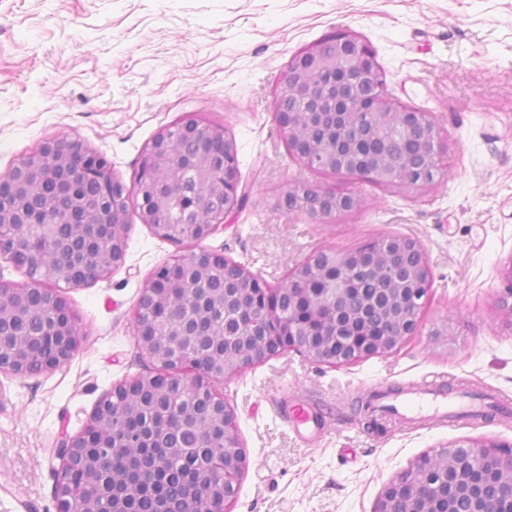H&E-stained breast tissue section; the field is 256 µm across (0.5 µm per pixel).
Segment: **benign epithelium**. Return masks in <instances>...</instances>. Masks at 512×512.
I'll return each instance as SVG.
<instances>
[{
    "mask_svg": "<svg viewBox=\"0 0 512 512\" xmlns=\"http://www.w3.org/2000/svg\"><path fill=\"white\" fill-rule=\"evenodd\" d=\"M298 94L301 106L292 108L277 104L275 122L279 136L288 152L308 168L318 164V156L336 152L331 144L318 145L300 134L302 121H313L325 112L342 111L376 114L383 120H397L404 136L419 146L415 163L398 161L388 175L404 183H412L416 167L434 165L439 168L443 149L440 128L431 113L420 109L401 107L390 100L376 55L370 46L351 32H342L296 54L282 77L280 95ZM173 128L199 144L198 156L209 159L203 182L209 193L202 198L192 187L190 175L176 182H158L151 179L152 167L160 160L173 156L169 130L161 129L145 147L132 188L117 179L105 158L88 150L77 141L49 139L36 152L16 163L0 177V223H40L45 239L54 237V220L29 214L21 206L29 185L37 180L52 189V197L59 213L74 209L75 192L83 184L95 183L98 195L84 202L83 224L88 237L111 253L112 269L125 263L126 239L115 241L104 235L108 224H122L129 229V200L141 199L139 217L142 223L156 228L167 224L171 214L149 209V201L177 202L176 218L181 224H194L198 232L193 242L196 248L187 254L157 268L147 280L134 309V328L142 355L158 364L152 376L140 374L125 379L115 386L98 408L106 409L108 402L119 398L140 399L147 389H167L176 380L189 388L201 384L202 392L211 395V411L223 419L224 447L216 449L209 468L220 479L222 496L213 497L209 512H228V504L235 498L246 466V453L240 439L234 409L224 399L218 387L224 378L261 364L275 356L291 351L309 360L329 366H342L363 358L384 356L400 349L414 335L420 313L432 288V272L423 249L416 241L398 236L386 237L353 250L322 249L297 263L288 273V287H273L244 264L226 256L224 252L209 249L203 242L224 229V216L237 207L248 195L243 183L233 139L216 125L189 118ZM341 174L361 179L362 165L350 155L338 156ZM284 204L291 212H301L320 221L336 213L354 209L357 196L339 194L331 190L304 187L296 194H285ZM210 207L208 220L200 219L203 207ZM389 278L399 269L409 266L414 278L412 288H388L382 307L385 322L379 336H346L341 316L352 302V285L362 267L377 268ZM189 267L203 276L224 275L232 268L238 274L239 287L219 297L213 296L217 310L224 311L227 303L236 305L235 326L231 335L224 337V357L231 360L224 369L213 368L208 361L210 351L203 340L207 338L200 326L188 332L189 323L166 333L164 342L158 341L159 325L168 319V313L138 319V312L156 307L161 297L183 280ZM336 270L327 275L326 268ZM88 263L61 258L56 279L49 284L37 277L29 267H23L28 281L22 284L37 302H26L16 313L36 306L53 312V336L50 349L36 348L29 352L40 365V372H51L66 364L77 352L81 336L77 320L59 283L68 287L91 283ZM506 287L500 298V309L512 325V265L505 276ZM322 288L316 297L315 311L308 317L297 309L303 296L314 292L313 283ZM288 309H283V299ZM0 373L19 377L28 372L18 366V359L3 340L0 331ZM84 434L65 435L57 441L56 456L61 460L54 487L56 512H84L76 507L71 494L73 479L79 468L80 440ZM441 466L444 482L448 484L447 498L457 494L471 502V512H512V444L489 441L458 440L438 452L424 453L405 471L391 480L378 495L373 512H439L438 504L445 498L441 482L431 479L432 468ZM493 487L496 494L488 499L485 491Z\"/></svg>",
    "mask_w": 512,
    "mask_h": 512,
    "instance_id": "benign-epithelium-1",
    "label": "benign epithelium"
}]
</instances>
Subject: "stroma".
<instances>
[{
  "instance_id": "stroma-1",
  "label": "stroma",
  "mask_w": 512,
  "mask_h": 512,
  "mask_svg": "<svg viewBox=\"0 0 512 512\" xmlns=\"http://www.w3.org/2000/svg\"><path fill=\"white\" fill-rule=\"evenodd\" d=\"M336 31L376 53L387 93L432 113L448 145L429 185L378 187L310 170L274 120L289 61ZM188 118L223 125L250 186L209 248L278 284L322 247L417 241L431 297L398 353L343 367L290 352L224 383L246 452L232 512H372L419 456L462 439L512 443V328L498 298L512 266V0H0V176L51 138L75 139L132 184L143 149ZM356 195L321 221L288 212L295 186ZM126 261L65 289L83 338L46 374H0V512H55L60 436L144 373L133 309L153 269L192 250L129 209ZM437 379L489 397L478 420L366 430L360 397ZM304 406L310 423L297 424Z\"/></svg>"
}]
</instances>
